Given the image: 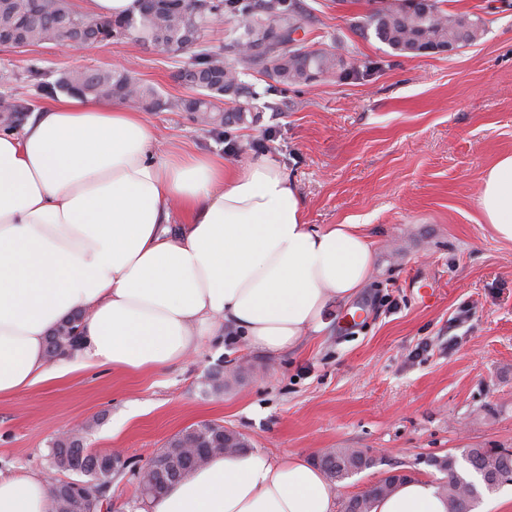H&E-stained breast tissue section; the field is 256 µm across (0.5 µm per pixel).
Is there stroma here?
I'll return each instance as SVG.
<instances>
[{
    "label": "stroma",
    "instance_id": "1",
    "mask_svg": "<svg viewBox=\"0 0 512 512\" xmlns=\"http://www.w3.org/2000/svg\"><path fill=\"white\" fill-rule=\"evenodd\" d=\"M306 40L360 80L323 77L268 93L241 76L256 112L202 127L185 112L147 118L159 150L186 144L230 163L274 158L296 184L308 223L359 224L375 248L370 281L332 305L323 331L267 354L236 330L205 338L187 359L149 371L112 366L49 377L0 396V471L57 479L46 456L70 425L89 451L124 449L146 465L178 432L221 423L275 459L358 448L374 467L332 482L337 506L405 470L439 483L426 460L467 448H512V244L485 224V170L512 154V0H444L482 21L480 40L448 55L394 54L362 30L370 0H298ZM41 60L46 82L85 67L125 66L164 96L190 54L123 41L62 48L0 47V92ZM225 372L213 392L209 376Z\"/></svg>",
    "mask_w": 512,
    "mask_h": 512
}]
</instances>
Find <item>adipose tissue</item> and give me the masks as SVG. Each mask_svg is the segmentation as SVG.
<instances>
[{
    "mask_svg": "<svg viewBox=\"0 0 512 512\" xmlns=\"http://www.w3.org/2000/svg\"><path fill=\"white\" fill-rule=\"evenodd\" d=\"M143 114L109 99H51L18 131L0 129V395L87 366L157 368L232 325L276 354L325 327L326 310L369 280L374 255L354 224H308L268 155L232 165L174 145L159 152ZM478 206L512 243V154L483 175ZM82 313V341L49 361L47 338ZM305 458L214 456L153 512H335ZM0 512H45L34 472H0ZM372 512H448L408 481Z\"/></svg>",
    "mask_w": 512,
    "mask_h": 512,
    "instance_id": "1",
    "label": "adipose tissue"
}]
</instances>
